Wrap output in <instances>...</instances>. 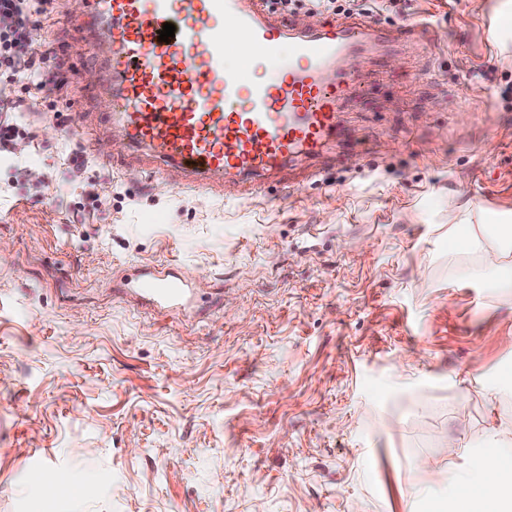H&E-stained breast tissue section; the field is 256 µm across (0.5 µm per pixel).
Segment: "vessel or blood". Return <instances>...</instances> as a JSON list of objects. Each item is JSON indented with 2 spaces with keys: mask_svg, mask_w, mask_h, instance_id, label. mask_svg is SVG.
Listing matches in <instances>:
<instances>
[{
  "mask_svg": "<svg viewBox=\"0 0 512 512\" xmlns=\"http://www.w3.org/2000/svg\"><path fill=\"white\" fill-rule=\"evenodd\" d=\"M81 23L97 36L113 126L203 181L318 155L340 136L339 108L356 79L335 65L376 38L357 25L295 34L254 0H87ZM167 23L176 31L166 43ZM232 46L243 65L228 71ZM136 287L161 307L190 296L185 279L161 271L138 274Z\"/></svg>",
  "mask_w": 512,
  "mask_h": 512,
  "instance_id": "b4317fda",
  "label": "vessel or blood"
}]
</instances>
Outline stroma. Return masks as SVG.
Wrapping results in <instances>:
<instances>
[{"label": "stroma", "mask_w": 512, "mask_h": 512, "mask_svg": "<svg viewBox=\"0 0 512 512\" xmlns=\"http://www.w3.org/2000/svg\"><path fill=\"white\" fill-rule=\"evenodd\" d=\"M497 2L273 11L427 32L365 50L321 156L188 189L106 122L84 6L36 22L66 82L0 160V512H425L426 469L447 501L512 430V288L448 245L512 212ZM146 269L187 278L188 309L133 294ZM38 464L68 482L53 502Z\"/></svg>", "instance_id": "1"}]
</instances>
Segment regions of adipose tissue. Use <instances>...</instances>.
<instances>
[{
  "instance_id": "1",
  "label": "adipose tissue",
  "mask_w": 512,
  "mask_h": 512,
  "mask_svg": "<svg viewBox=\"0 0 512 512\" xmlns=\"http://www.w3.org/2000/svg\"><path fill=\"white\" fill-rule=\"evenodd\" d=\"M448 240L454 248L481 251L485 267L512 282V267L503 263L504 256L512 254L511 225H496L488 231L456 226L450 230ZM473 487L496 502L499 512H512V460H482L457 472L451 485L453 512H479L477 500L469 493Z\"/></svg>"
}]
</instances>
